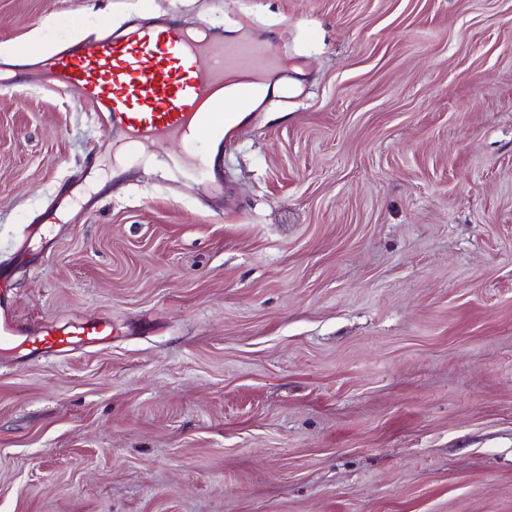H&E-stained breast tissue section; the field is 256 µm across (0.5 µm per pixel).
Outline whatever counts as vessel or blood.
Wrapping results in <instances>:
<instances>
[{
	"label": "vessel or blood",
	"instance_id": "b4317fda",
	"mask_svg": "<svg viewBox=\"0 0 512 512\" xmlns=\"http://www.w3.org/2000/svg\"><path fill=\"white\" fill-rule=\"evenodd\" d=\"M281 63L265 40L224 44L208 29L160 22L102 39L85 52L75 42L55 54L47 85L73 92L107 115L113 134L133 149L157 152L174 141H205L207 154H184L173 168L189 180L224 182V143L268 73ZM112 339L107 317L30 327L0 292V348L36 359Z\"/></svg>",
	"mask_w": 512,
	"mask_h": 512
}]
</instances>
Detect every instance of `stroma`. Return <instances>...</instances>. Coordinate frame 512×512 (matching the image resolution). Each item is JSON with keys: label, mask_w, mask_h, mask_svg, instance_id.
I'll return each mask as SVG.
<instances>
[{"label": "stroma", "mask_w": 512, "mask_h": 512, "mask_svg": "<svg viewBox=\"0 0 512 512\" xmlns=\"http://www.w3.org/2000/svg\"><path fill=\"white\" fill-rule=\"evenodd\" d=\"M157 17L281 55L221 193L11 55ZM1 269L112 340L0 353V512H512V0H0Z\"/></svg>", "instance_id": "1"}]
</instances>
